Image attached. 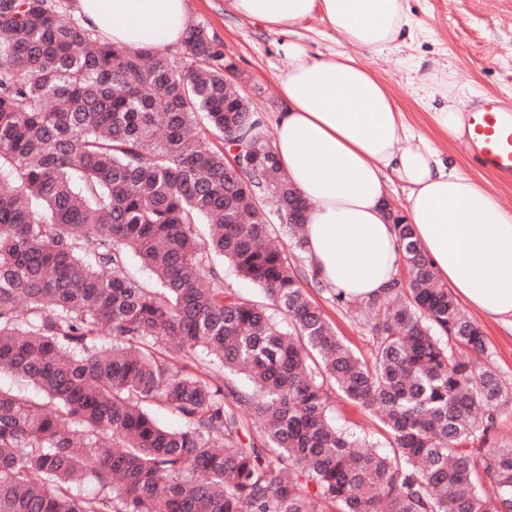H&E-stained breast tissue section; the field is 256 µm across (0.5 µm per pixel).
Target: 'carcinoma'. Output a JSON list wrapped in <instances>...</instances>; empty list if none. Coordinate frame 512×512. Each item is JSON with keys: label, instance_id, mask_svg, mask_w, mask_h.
I'll use <instances>...</instances> for the list:
<instances>
[{"label": "carcinoma", "instance_id": "1", "mask_svg": "<svg viewBox=\"0 0 512 512\" xmlns=\"http://www.w3.org/2000/svg\"><path fill=\"white\" fill-rule=\"evenodd\" d=\"M75 9L0 0V368L33 388L0 386V512H512V385L412 226L406 276L326 288L273 240L308 204L224 46L189 26L180 60L129 49ZM331 389L388 447L336 427ZM308 291L325 316L333 323L338 336L353 350L368 356L370 346L364 337L366 333L362 325L354 317V314L347 311L346 308L339 307L330 302L327 299L328 294L319 293L312 288L308 289Z\"/></svg>", "mask_w": 512, "mask_h": 512}]
</instances>
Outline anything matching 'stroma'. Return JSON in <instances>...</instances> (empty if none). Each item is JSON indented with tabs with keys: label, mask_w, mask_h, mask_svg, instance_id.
<instances>
[{
	"label": "stroma",
	"mask_w": 512,
	"mask_h": 512,
	"mask_svg": "<svg viewBox=\"0 0 512 512\" xmlns=\"http://www.w3.org/2000/svg\"><path fill=\"white\" fill-rule=\"evenodd\" d=\"M225 2L188 0V18L223 43L244 79V93L267 123H274L283 109L275 76L288 63L282 50L288 37L235 14ZM405 5L415 24L412 37L393 52L359 49L356 57L395 97L415 132L512 212V185L498 183L461 140L449 137L431 119L445 99L434 94L439 82L448 96L465 103L478 96L512 101V0H405ZM313 298L338 336L353 350L368 353L365 330L353 313L326 294L317 292ZM478 323L488 346L485 365L512 381V330L483 317Z\"/></svg>",
	"instance_id": "1"
}]
</instances>
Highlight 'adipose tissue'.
Wrapping results in <instances>:
<instances>
[{
    "label": "adipose tissue",
    "instance_id": "adipose-tissue-1",
    "mask_svg": "<svg viewBox=\"0 0 512 512\" xmlns=\"http://www.w3.org/2000/svg\"><path fill=\"white\" fill-rule=\"evenodd\" d=\"M238 15L294 34L320 15L341 50L311 56L284 44L276 75L285 103L275 122L279 162L308 201L306 257L320 279L366 299L398 277L401 254L388 218L389 174L406 184V209L436 275L485 318L512 326V214L448 166L412 131L382 83L350 47L393 51L413 19L405 0H228ZM86 27L116 45L181 42L187 0H79Z\"/></svg>",
    "mask_w": 512,
    "mask_h": 512
}]
</instances>
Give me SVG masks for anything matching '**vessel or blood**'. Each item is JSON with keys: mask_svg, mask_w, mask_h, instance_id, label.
<instances>
[{"mask_svg": "<svg viewBox=\"0 0 512 512\" xmlns=\"http://www.w3.org/2000/svg\"><path fill=\"white\" fill-rule=\"evenodd\" d=\"M466 149L500 183L512 184V105L484 97L466 109Z\"/></svg>", "mask_w": 512, "mask_h": 512, "instance_id": "b4317fda", "label": "vessel or blood"}]
</instances>
